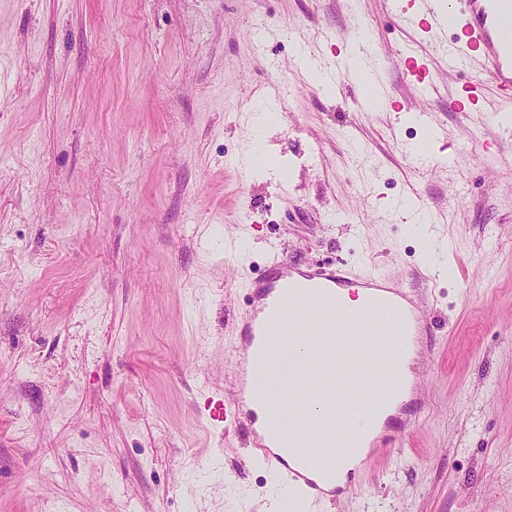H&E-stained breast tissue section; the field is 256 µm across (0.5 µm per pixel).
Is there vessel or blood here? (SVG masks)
I'll use <instances>...</instances> for the list:
<instances>
[{"instance_id": "obj_1", "label": "vessel or blood", "mask_w": 512, "mask_h": 512, "mask_svg": "<svg viewBox=\"0 0 512 512\" xmlns=\"http://www.w3.org/2000/svg\"><path fill=\"white\" fill-rule=\"evenodd\" d=\"M391 8L395 16L407 14L421 20L425 32L444 43L449 69L480 68L483 82L458 92L452 100L456 109L478 108L489 87L502 111L512 112V0H393ZM405 65L418 92L432 87L433 77L423 59L409 54ZM352 287L364 290L365 302L347 310L339 305L337 294ZM243 288L248 305L237 323L235 397L227 403L217 394L205 396L204 411L212 423L243 427L255 459L282 480L291 497H321L327 493L332 472L314 471L312 452L319 449L331 455L337 442L354 438V431L329 429L326 421L367 410V403H354L351 388L367 383L362 355L380 348L386 334L385 311H399L400 334L407 349L431 336V326L414 313L412 286L392 283L375 271L352 278L330 267L304 269L282 251L274 252L264 273ZM292 336L303 337L305 350L296 360L298 380L289 384L288 391L298 396L304 387L312 386L322 397L320 407L306 416L309 439L299 447L286 448L278 434L267 433L257 424L249 405L260 400L259 386L278 379L269 350L287 348Z\"/></svg>"}]
</instances>
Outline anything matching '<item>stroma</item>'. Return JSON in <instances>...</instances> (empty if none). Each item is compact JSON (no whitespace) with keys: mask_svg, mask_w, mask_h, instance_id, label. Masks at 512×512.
Returning a JSON list of instances; mask_svg holds the SVG:
<instances>
[{"mask_svg":"<svg viewBox=\"0 0 512 512\" xmlns=\"http://www.w3.org/2000/svg\"><path fill=\"white\" fill-rule=\"evenodd\" d=\"M388 7L0 0V512L282 497L245 430L198 406L234 394L242 285L276 249L353 277L438 273L416 422L309 512H512V116L489 95L452 111L471 73ZM355 17L361 75L318 83L297 50L334 72ZM377 82L390 105L359 108ZM405 56V65L411 77V81L418 93H425L433 85V76L430 73L426 63L418 56L407 54Z\"/></svg>","mask_w":512,"mask_h":512,"instance_id":"obj_1","label":"stroma"}]
</instances>
